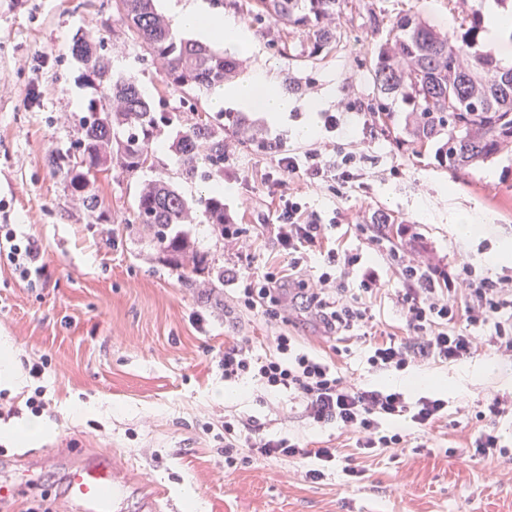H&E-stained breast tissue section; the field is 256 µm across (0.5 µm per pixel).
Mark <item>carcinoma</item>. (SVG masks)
I'll use <instances>...</instances> for the list:
<instances>
[{
  "mask_svg": "<svg viewBox=\"0 0 512 512\" xmlns=\"http://www.w3.org/2000/svg\"><path fill=\"white\" fill-rule=\"evenodd\" d=\"M461 22L448 34L406 11L393 20L369 14L373 31L381 34L370 59L377 91L372 109L392 118V103L410 106L403 141L411 146H435L438 164L465 175L501 153L512 143V66L503 65L490 51L481 50L482 0H462ZM119 18L132 37L161 67L169 91L220 89L236 69V61L222 52L178 36L154 0H113ZM339 0H254L258 17H268L306 36L309 54L336 45L340 34L329 27ZM98 97L78 122L75 159L50 156L83 207L98 223L106 221L103 201L91 173L117 168L135 176L154 164L153 139L161 123L172 118L154 112L136 82L112 70L102 46L76 33L70 47ZM173 148L185 175H198L214 185L224 181V127L209 121H190L179 131ZM199 212L211 224L216 239H224L223 192L212 187L197 200ZM193 220L186 199L162 178L142 184L136 201V221L152 230L159 260L191 288L197 276L213 270L212 259L198 249L183 227Z\"/></svg>",
  "mask_w": 512,
  "mask_h": 512,
  "instance_id": "cac0c4a2",
  "label": "carcinoma"
}]
</instances>
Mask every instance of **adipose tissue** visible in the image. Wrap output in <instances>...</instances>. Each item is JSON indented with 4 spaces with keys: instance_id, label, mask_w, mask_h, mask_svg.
Segmentation results:
<instances>
[{
    "instance_id": "adipose-tissue-1",
    "label": "adipose tissue",
    "mask_w": 512,
    "mask_h": 512,
    "mask_svg": "<svg viewBox=\"0 0 512 512\" xmlns=\"http://www.w3.org/2000/svg\"><path fill=\"white\" fill-rule=\"evenodd\" d=\"M173 30L192 35H214L234 51L249 48L251 33L233 16L214 11L207 0H165ZM215 107L231 106L260 112L275 121L287 118L297 103L277 85L274 71L265 69L236 85L220 89L213 97Z\"/></svg>"
}]
</instances>
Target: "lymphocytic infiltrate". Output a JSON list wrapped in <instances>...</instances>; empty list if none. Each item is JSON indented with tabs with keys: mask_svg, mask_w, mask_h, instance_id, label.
<instances>
[{
	"mask_svg": "<svg viewBox=\"0 0 512 512\" xmlns=\"http://www.w3.org/2000/svg\"><path fill=\"white\" fill-rule=\"evenodd\" d=\"M274 172L291 181H322L328 176L323 155L317 151L281 155ZM331 230L298 196L280 195L272 238L287 262L239 289L233 304L268 321L284 318L290 306H297L315 319L330 341L359 333L374 337L367 362L375 371L461 362L482 349L512 361V277L491 282L477 275L468 262L462 263L460 271H449L416 225H369L372 243L385 249L387 260L399 273L401 286L392 300L405 334L397 338L380 328L364 302L384 287L378 268L362 263L359 254L330 247ZM315 254L323 255L324 266L318 275L309 277L305 271ZM0 256L6 257L22 279L47 273L46 266L37 262L36 242L18 239L15 229L5 224L0 225ZM483 327L488 328V335H480ZM245 377L262 382L270 392L287 395L289 403L298 404V416L305 424L333 425L350 435L355 454L395 456L408 447V435L383 429L386 420L410 421L423 433L448 424L444 399L422 396L410 402L395 389L361 386L340 376L327 360L285 333L273 337L270 353L263 356L255 354L246 341L225 347V380ZM508 413L512 414V394L487 395L475 413L483 423L471 443L475 457L499 461L512 455L493 425L497 417ZM244 453L292 463L312 460L315 466L305 470L304 476L314 482L322 479L325 467L336 463L351 481L364 475L354 454L344 455L329 446L307 448L290 438L263 433L253 420L226 418L225 467H234Z\"/></svg>",
	"mask_w": 512,
	"mask_h": 512,
	"instance_id": "obj_1",
	"label": "lymphocytic infiltrate"
}]
</instances>
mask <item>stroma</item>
<instances>
[{
  "mask_svg": "<svg viewBox=\"0 0 512 512\" xmlns=\"http://www.w3.org/2000/svg\"><path fill=\"white\" fill-rule=\"evenodd\" d=\"M212 7L234 16L254 37V51L237 56L236 79L274 67L295 99L287 125L256 112L214 108L209 91H165L158 66L127 33L112 0H0V225H16L18 234L37 240L47 265L46 276L31 286L0 260V345L11 349V369L19 374L5 382L0 366V405L21 409L16 418L0 415V482L14 488L15 512L39 503L53 512H76L65 474L93 454L110 455L125 475L118 512H145L158 486L166 489L173 512H512V473L466 452L481 427L474 412L486 394L512 392V361L483 350L462 363L378 375L369 368L363 339L336 343L304 318L268 323L231 305L246 278L283 264L269 236L255 239L249 258H236L195 215L187 230L214 258L224 283L188 288L158 260L148 228L135 222L142 177L98 174L109 219L94 224L49 166V156L73 153L76 120L95 95L70 52L81 30L102 38L114 70L134 77L156 111L173 116L155 135L152 175L169 179L187 200L197 199L204 185L183 175L172 142L182 120L200 116L223 124L224 141L235 149L224 166V182L234 189L224 207L233 223H275L282 189L266 175L278 151L317 150L332 165L349 154L347 178L298 184L301 201L333 223L337 248L380 260L359 227L384 212L395 223L417 225L449 270L466 259L490 280L512 277V263L489 262L512 239V151L457 177L438 166L432 152L397 146L405 103H393L395 123L386 132L370 110L376 37L369 13L392 17L412 10L450 31L457 25L450 0H341L337 47L312 56L303 51L304 34L254 18L249 0H214ZM329 114L337 121L332 130L324 126ZM308 124L315 135L300 137L299 128ZM474 206L494 222L484 235L461 239L453 215ZM281 332L300 337L361 385L386 384L413 398L447 397V431L423 434L396 422L410 434L411 448L395 458L357 456L364 476L353 483L338 468L306 481L295 476V464L275 459L225 468L228 414L311 448L348 442L336 428L284 420L287 396L248 378L225 381V344L244 339L262 354L270 336ZM33 363L44 367L40 379L28 373ZM417 377L424 380L418 387ZM39 385L47 403L40 415L44 433L27 444L14 432L32 421L23 404Z\"/></svg>",
  "mask_w": 512,
  "mask_h": 512,
  "instance_id": "35a3bbf8",
  "label": "stroma"
}]
</instances>
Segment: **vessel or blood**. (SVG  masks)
Segmentation results:
<instances>
[{
    "instance_id": "vessel-or-blood-1",
    "label": "vessel or blood",
    "mask_w": 512,
    "mask_h": 512,
    "mask_svg": "<svg viewBox=\"0 0 512 512\" xmlns=\"http://www.w3.org/2000/svg\"><path fill=\"white\" fill-rule=\"evenodd\" d=\"M124 476L106 455L87 458L72 466L65 478L66 492L78 512H113L115 493Z\"/></svg>"
}]
</instances>
